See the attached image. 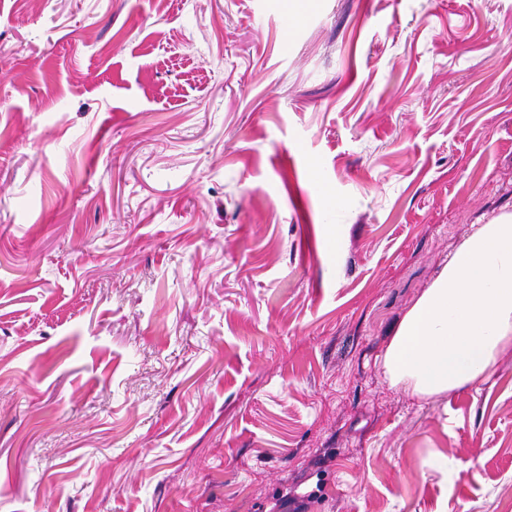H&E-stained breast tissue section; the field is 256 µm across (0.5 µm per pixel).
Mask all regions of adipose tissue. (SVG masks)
<instances>
[{
    "label": "adipose tissue",
    "mask_w": 512,
    "mask_h": 512,
    "mask_svg": "<svg viewBox=\"0 0 512 512\" xmlns=\"http://www.w3.org/2000/svg\"><path fill=\"white\" fill-rule=\"evenodd\" d=\"M512 347V214L476 228L400 321L391 386L425 400L483 381Z\"/></svg>",
    "instance_id": "ef3b65f1"
}]
</instances>
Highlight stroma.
Wrapping results in <instances>:
<instances>
[{
	"instance_id": "1",
	"label": "stroma",
	"mask_w": 512,
	"mask_h": 512,
	"mask_svg": "<svg viewBox=\"0 0 512 512\" xmlns=\"http://www.w3.org/2000/svg\"><path fill=\"white\" fill-rule=\"evenodd\" d=\"M503 213L512 0H0V512H512L382 367Z\"/></svg>"
}]
</instances>
